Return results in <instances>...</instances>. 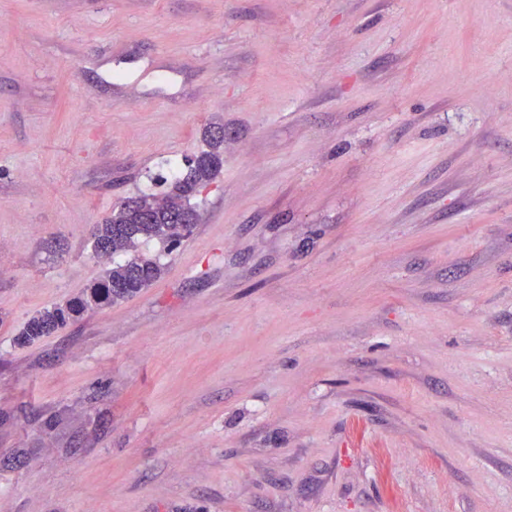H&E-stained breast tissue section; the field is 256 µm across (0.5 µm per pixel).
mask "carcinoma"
Instances as JSON below:
<instances>
[{
    "label": "carcinoma",
    "mask_w": 512,
    "mask_h": 512,
    "mask_svg": "<svg viewBox=\"0 0 512 512\" xmlns=\"http://www.w3.org/2000/svg\"><path fill=\"white\" fill-rule=\"evenodd\" d=\"M224 127L209 130V149L192 159L186 174L174 177L172 189L162 198L140 194L123 201L112 216L96 226L95 251L110 259L117 253L135 251L141 241L157 240L173 249L194 224L186 222L199 215L191 203L199 188L210 183L224 164ZM164 267L152 257L136 255L114 262L101 278L87 286L82 296L37 312L19 331L18 340L30 343L63 328L70 320L91 307L110 305L132 298L150 287L163 274Z\"/></svg>",
    "instance_id": "carcinoma-1"
}]
</instances>
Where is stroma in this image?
I'll return each instance as SVG.
<instances>
[{
  "label": "stroma",
  "mask_w": 512,
  "mask_h": 512,
  "mask_svg": "<svg viewBox=\"0 0 512 512\" xmlns=\"http://www.w3.org/2000/svg\"><path fill=\"white\" fill-rule=\"evenodd\" d=\"M0 512H512V0H0ZM208 133L209 150L192 159L186 174L173 178L172 189L164 197L140 194L127 198L103 224H97L94 249L99 255L112 259L117 253L136 252L140 241L151 240L167 243L171 250L191 232L200 215L191 197L210 183L224 164V128L210 126ZM189 215H195L196 222H186ZM163 272L164 267L156 259L144 255H135L123 263L112 261V266L89 284L82 296L44 308L31 317L19 331L18 340L30 343L50 336L88 308L132 298L149 288Z\"/></svg>",
  "instance_id": "1"
}]
</instances>
